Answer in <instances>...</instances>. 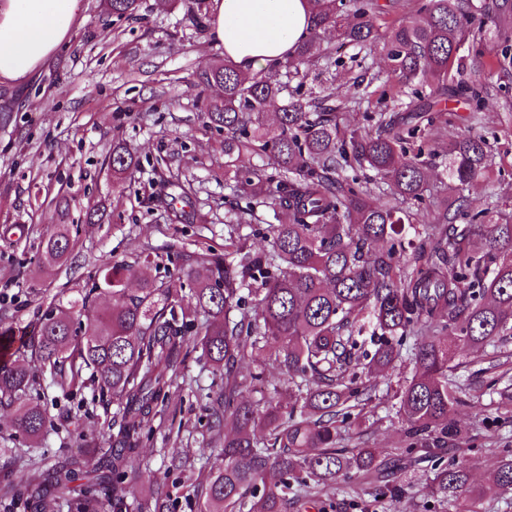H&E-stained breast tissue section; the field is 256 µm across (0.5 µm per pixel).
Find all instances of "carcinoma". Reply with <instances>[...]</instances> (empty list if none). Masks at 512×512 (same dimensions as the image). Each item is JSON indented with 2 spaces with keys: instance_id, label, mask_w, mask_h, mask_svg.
<instances>
[{
  "instance_id": "carcinoma-1",
  "label": "carcinoma",
  "mask_w": 512,
  "mask_h": 512,
  "mask_svg": "<svg viewBox=\"0 0 512 512\" xmlns=\"http://www.w3.org/2000/svg\"><path fill=\"white\" fill-rule=\"evenodd\" d=\"M311 6L310 36L283 65L250 75L226 60L197 74L198 84L223 90L206 116L224 129L236 191L282 214L267 227L268 246L254 252L240 246L235 258L213 248L179 262L169 257L167 264H155L163 275L140 276L132 293L124 287L131 266L107 257L77 296L47 308L34 324L19 328L0 317V342L15 336L19 342L14 352L0 355V407H16L18 432L36 440L46 428L45 410L23 400L45 374L63 387L92 369L117 407L108 448L81 493L66 499L67 512L146 507L107 496V486L140 468L147 422L197 348L224 380L209 420L224 437L220 464L201 488L200 512H291L304 501L318 502L322 489L341 475H378L380 464L365 442L340 447V424L360 416L356 409L374 389L368 381L353 385L349 371L361 357L373 375L404 354L413 373L396 396L406 454H428L436 491L460 502V512H482L466 467L445 460L443 449L457 434V407L468 403L454 377L453 349L481 348L512 335V224L486 209L471 212L461 196L485 174L487 141L468 134L452 142L448 174L460 193L458 206L435 217L448 225V249L407 259L404 224L412 223L410 215L373 201L357 178L341 179L338 171H372L389 182L392 194L422 198L429 167L409 144L422 114L433 111L438 99L418 92L409 110L381 122L376 135L345 134L331 95L304 101L290 83L313 57L330 64L338 46L377 41L378 4L311 0ZM138 7L139 0H110L108 10L122 18ZM419 12L418 20L393 29L383 42L397 85L417 81L442 96L468 93L473 111H481L483 90L448 83V71L463 68L461 45L488 25L512 40V0H423ZM330 28L335 47L320 39ZM508 51L487 64L478 49L472 62L491 75L505 74L512 64ZM271 107L276 112L269 125ZM246 154L265 157L268 166L242 167ZM111 165L116 179L132 171L126 145L113 146ZM71 251V225H55L42 243L43 267ZM103 292L112 295V307L99 311L94 301ZM364 316L380 331L371 351L355 338ZM245 360L259 368L252 376L257 382L267 364L275 365L294 400L284 406L265 393L246 398L249 385L238 372ZM74 479L75 469L65 461L47 468L42 484L6 482L0 496L36 502L49 487L68 493ZM487 490L512 494V448L503 449Z\"/></svg>"
}]
</instances>
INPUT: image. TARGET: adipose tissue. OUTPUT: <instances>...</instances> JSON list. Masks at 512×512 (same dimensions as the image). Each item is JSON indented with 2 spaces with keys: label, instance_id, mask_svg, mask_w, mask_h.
<instances>
[{
  "label": "adipose tissue",
  "instance_id": "ef3b65f1",
  "mask_svg": "<svg viewBox=\"0 0 512 512\" xmlns=\"http://www.w3.org/2000/svg\"><path fill=\"white\" fill-rule=\"evenodd\" d=\"M82 17L83 0H0V82L35 72ZM311 21L309 0H213L208 25L225 58L256 74L293 57Z\"/></svg>",
  "mask_w": 512,
  "mask_h": 512
}]
</instances>
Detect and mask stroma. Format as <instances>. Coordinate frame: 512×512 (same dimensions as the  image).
<instances>
[{"mask_svg":"<svg viewBox=\"0 0 512 512\" xmlns=\"http://www.w3.org/2000/svg\"><path fill=\"white\" fill-rule=\"evenodd\" d=\"M85 20L57 48L43 68L21 82L0 83V313L16 326L36 320L59 296H72L95 272L102 256L126 262L134 274L150 272L151 262L178 252L223 249L229 225H252L248 248L265 244L273 212L232 192L224 171V131L206 121L216 87L197 86L195 73L224 60L205 23L193 21L195 0H140L138 11L118 18L104 0H84ZM460 80L486 83L487 105L471 112L459 98H442L419 142L434 156L422 200L391 195L371 175L362 189L377 202L433 216L456 197L448 178V143L464 134L483 135L489 146L483 181L465 190L471 210L489 208L512 222V78L482 80L465 69ZM380 44L344 47L336 64L316 59L303 65L292 84L301 97L334 93L344 130L376 132L371 115L404 109L411 92L395 93ZM125 143L138 165L126 179L112 177L108 158L115 142ZM192 189L189 204L171 205L181 186ZM102 208L88 223L90 209ZM58 224L77 225L72 254L43 271L38 246ZM455 372L469 400L458 410L459 429L448 453L467 458L475 487L487 484L501 451L512 448V398L489 390L483 368L512 370V338L480 350L461 349ZM409 361L371 378L374 389L359 421L342 426V444L366 437L378 460L395 462L396 477L407 478L414 496L393 501L375 496L370 480L337 481L325 487L326 512H454L436 493L429 472L419 465L406 474L404 425L393 389L412 374ZM162 411L147 426L144 463L116 493L134 486L139 499L160 501L164 512H199L194 488L213 467L219 442L207 427L210 401L221 377L201 351L188 354ZM27 401L48 416L42 437L30 440L13 428V410L0 408V448L18 462L13 476L38 482L44 465L65 459L94 467L116 412L102 394L93 370L62 389L36 383Z\"/></svg>","mask_w":512,"mask_h":512,"instance_id":"stroma-1","label":"stroma"}]
</instances>
